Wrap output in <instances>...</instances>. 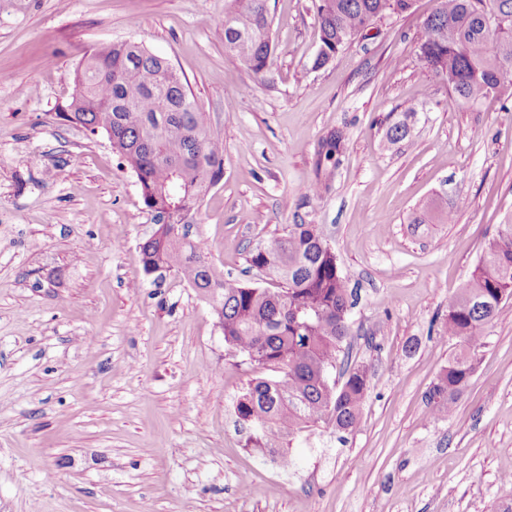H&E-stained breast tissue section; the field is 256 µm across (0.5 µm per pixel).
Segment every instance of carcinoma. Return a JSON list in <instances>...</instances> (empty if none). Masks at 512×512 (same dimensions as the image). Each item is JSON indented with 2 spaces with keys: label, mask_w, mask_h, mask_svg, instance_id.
I'll use <instances>...</instances> for the list:
<instances>
[{
  "label": "carcinoma",
  "mask_w": 512,
  "mask_h": 512,
  "mask_svg": "<svg viewBox=\"0 0 512 512\" xmlns=\"http://www.w3.org/2000/svg\"><path fill=\"white\" fill-rule=\"evenodd\" d=\"M414 0H318L320 47L327 65L375 21L405 14ZM419 58L448 86V104L476 106L512 97V0H438L416 37ZM268 0H224V59L255 76L269 71ZM64 119L104 135L136 176L157 227L142 244L150 275L176 271L212 305L224 345L270 372L251 379L235 410L250 434L245 447L277 449L290 463L289 438L316 423L339 433L356 427L368 392L365 369L331 380L349 336L348 280L316 224H290L251 251L249 267L275 280L271 290L224 278L188 228L204 196L224 175V143L205 122L182 75L168 60L133 41L100 43L74 73ZM408 135L398 121L385 133L395 145ZM512 300V224L491 239L467 286L448 304L446 333L462 348L425 393L428 412L446 417L467 388L489 324Z\"/></svg>",
  "instance_id": "1"
}]
</instances>
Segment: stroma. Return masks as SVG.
<instances>
[{
  "label": "stroma",
  "instance_id": "obj_1",
  "mask_svg": "<svg viewBox=\"0 0 512 512\" xmlns=\"http://www.w3.org/2000/svg\"><path fill=\"white\" fill-rule=\"evenodd\" d=\"M436 0L368 27L322 68L315 0H270L271 69L224 60V0H0V512H494L512 501V303L446 418L424 394L462 344L449 302L512 224V98L449 108L416 36ZM136 41L183 75L224 142L190 239L244 282L291 224L349 281L355 430L244 445L259 368L180 274H145L155 217L108 140L65 121L77 62ZM413 111L389 147L388 124ZM342 138L336 166L320 160ZM454 210L443 223V209ZM426 216L412 223L413 213ZM123 249H115L114 240Z\"/></svg>",
  "mask_w": 512,
  "mask_h": 512
}]
</instances>
